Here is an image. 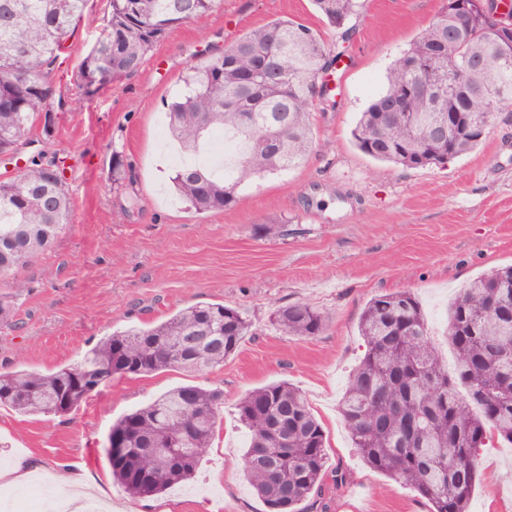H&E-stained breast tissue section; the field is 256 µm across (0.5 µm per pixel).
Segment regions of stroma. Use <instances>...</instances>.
<instances>
[{"instance_id": "obj_1", "label": "stroma", "mask_w": 512, "mask_h": 512, "mask_svg": "<svg viewBox=\"0 0 512 512\" xmlns=\"http://www.w3.org/2000/svg\"><path fill=\"white\" fill-rule=\"evenodd\" d=\"M438 8L439 0H366L343 65L330 74L332 101L313 108L305 164L253 181L230 208L199 213L171 187L173 142L163 136L189 68L279 18L304 22L328 43L334 30L311 0H220L169 30L135 75L89 96L80 64L110 13L109 0H90L55 66V130L45 139L33 128L32 145L19 151L25 161L37 155L62 164L73 213L51 248L0 278V299L15 307L0 322V371L76 364L103 336L197 303L240 308L253 334L203 375L117 377L63 418L0 407L1 459L30 461L45 496H72L81 476L89 483L84 498L101 512H149L151 499L114 481L106 439L119 417L191 381L223 391L224 421L195 481L168 490L162 502L171 512H267L244 478L236 405L256 388L286 381L325 429L328 512H430L417 492L362 461L339 404L363 353L357 325L373 296L415 293L451 369L450 302L469 281L512 264V112L497 115L474 151L442 166L378 162L352 142L357 116L383 89L389 64ZM116 151L124 163L119 181ZM295 303L328 312L327 329L302 338L271 323L276 307ZM478 460L470 512H512V446L483 447ZM336 470L345 483L334 482Z\"/></svg>"}]
</instances>
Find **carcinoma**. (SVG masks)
<instances>
[{"label":"carcinoma","instance_id":"carcinoma-1","mask_svg":"<svg viewBox=\"0 0 512 512\" xmlns=\"http://www.w3.org/2000/svg\"><path fill=\"white\" fill-rule=\"evenodd\" d=\"M88 0H0V153L16 152L39 124L49 135L51 75ZM336 31L331 48L309 26L276 19L246 33L186 78L189 92L169 107L168 127L182 151L203 149L222 130L243 151L230 179L204 167L175 170L176 194L197 211L234 205L247 181L298 166L312 147L310 110L327 98L320 78L344 55L363 0H313ZM215 0H110V15L84 58L85 87L100 89L135 74L166 32L211 11ZM464 72L448 94V75ZM492 88L512 107V45L486 18L466 21L440 5L429 24L391 64L384 89L351 131L355 147L404 168L437 166L484 141L496 113L476 94ZM406 95V111H389ZM453 114L470 136H447ZM71 216L57 163L31 159L0 179V276L50 248ZM272 324L291 336L319 335L329 315L306 303L276 308ZM207 328L218 345L195 350L183 341ZM364 354L352 370L340 411L353 447L370 468L411 486L430 512H470L480 448L512 445V266L466 284L448 306L446 336L456 368L448 373L432 347L427 319L411 292L372 297L358 321ZM252 323L222 303L186 307L148 327L102 337L73 366L40 373L0 372V406L32 416H66L90 393L77 390L85 366L114 375L167 370L202 374L235 354ZM222 393L182 384L112 424L105 454L112 476L131 494L152 497L194 479L222 420ZM249 437L244 477L268 512H307L322 495L325 432L299 389L286 381L249 392L238 404Z\"/></svg>","mask_w":512,"mask_h":512}]
</instances>
